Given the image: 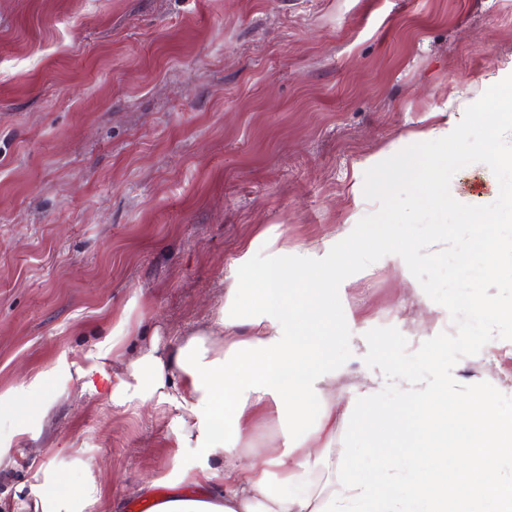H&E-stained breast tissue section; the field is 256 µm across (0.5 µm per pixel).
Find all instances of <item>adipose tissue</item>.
Returning <instances> with one entry per match:
<instances>
[{"label": "adipose tissue", "instance_id": "adipose-tissue-1", "mask_svg": "<svg viewBox=\"0 0 512 512\" xmlns=\"http://www.w3.org/2000/svg\"><path fill=\"white\" fill-rule=\"evenodd\" d=\"M489 95L497 100L495 111L473 99L464 114L486 117L492 126L512 121V67L499 72ZM365 165L377 172L375 195L416 182L433 202L448 200L447 155L430 165L415 156L390 167L371 157ZM262 247L269 254L259 267L255 254ZM409 254L385 237L356 244L344 237L319 250L299 245L291 251L260 237L236 260L234 284L208 329L165 355L151 350L128 364L112 401L175 399L182 411L177 447L208 452L199 464L178 470L175 484L204 489L215 478L224 481L221 499L175 497L156 512H512V486L496 480L499 461L512 459V417L502 418L491 392L449 398L452 381L437 358H429L427 376L402 373L397 408H377L369 390L347 407L371 447L404 449L401 488H392L385 458L364 471L350 464L340 469L335 449L318 445L336 432L335 410L320 401L323 384L336 377V339L348 326L338 311L336 274L355 263L372 268L385 257L401 264ZM114 357V344L97 345L72 361L70 377L95 392L93 375L106 373ZM51 376L43 371L1 393L0 409L34 399L49 412ZM274 416L288 418L291 443L251 453L248 442L264 438ZM213 454L221 455V468L209 463ZM314 462L326 473L325 483L307 480ZM35 478L34 512H85L102 497L89 470L74 485L50 466Z\"/></svg>", "mask_w": 512, "mask_h": 512}]
</instances>
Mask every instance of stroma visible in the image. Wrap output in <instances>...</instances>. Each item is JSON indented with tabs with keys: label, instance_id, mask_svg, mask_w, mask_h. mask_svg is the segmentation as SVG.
I'll return each mask as SVG.
<instances>
[{
	"label": "stroma",
	"instance_id": "35a3bbf8",
	"mask_svg": "<svg viewBox=\"0 0 512 512\" xmlns=\"http://www.w3.org/2000/svg\"><path fill=\"white\" fill-rule=\"evenodd\" d=\"M512 66V0H0V393L53 370L56 403L0 412L23 427L0 468V512H30L34 473H99L87 512L157 502L180 467L175 404L138 407L83 392L69 364L108 341L113 379L150 347L207 326L244 246H321L365 215L364 161L397 164L437 144L408 137ZM453 197L494 202L482 163ZM340 372L321 403L402 369L426 373L417 339L455 326L413 275L383 260L339 272ZM463 385L512 393V340L453 369ZM337 463L371 467L377 449L350 421Z\"/></svg>",
	"mask_w": 512,
	"mask_h": 512
}]
</instances>
